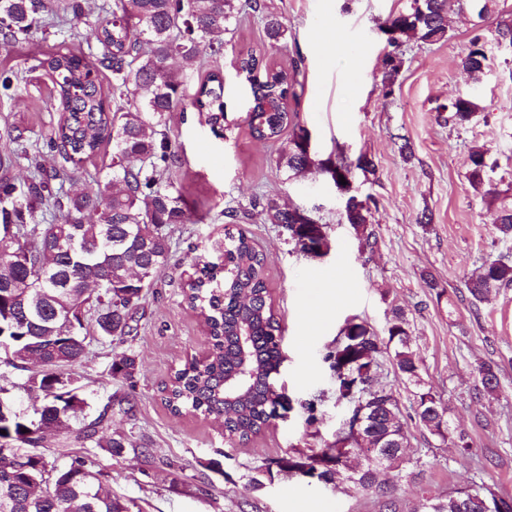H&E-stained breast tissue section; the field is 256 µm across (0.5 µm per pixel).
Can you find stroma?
Wrapping results in <instances>:
<instances>
[{
  "instance_id": "35a3bbf8",
  "label": "stroma",
  "mask_w": 512,
  "mask_h": 512,
  "mask_svg": "<svg viewBox=\"0 0 512 512\" xmlns=\"http://www.w3.org/2000/svg\"><path fill=\"white\" fill-rule=\"evenodd\" d=\"M288 28L284 46L268 44L258 14L246 9L225 31L219 61L202 55L185 87L194 93L212 67L224 74L230 126L216 137L193 110L173 112L165 134L179 155L170 181L201 221L181 224L171 234V259L134 316V331L123 342L101 340L88 323V355L74 368L93 410L113 394L132 393L131 417L113 414L104 436H124L126 448L95 451L103 484L123 504L141 512H378L371 492L341 481L324 485L272 471L271 462L303 452H320L336 438L348 404L336 398V379L325 360L347 320L385 334L392 307L405 311L422 377L448 408L451 425L465 430L477 455L461 457L452 445L430 435L411 408L412 389L392 365L383 384L400 402L410 436L408 452L422 465L419 483L394 490L399 512H415L423 493L443 495L476 480L512 497V288L472 302L464 282L483 261L512 256V240L500 239L497 211L484 202L467 177L468 153L484 151L486 178L512 194V51L497 47L498 18L512 19V0H497L495 16L448 15L446 40L406 41L392 93H384L386 37L380 26L405 10L409 0H261ZM487 53L483 72L470 75L460 59L473 38ZM78 48L67 29L35 31L0 47V73H17L0 89V155L8 127L18 125L31 139L45 141L58 120L51 79L39 59L59 46ZM254 52L281 68L302 57L296 109L310 131L317 159L344 151L348 159L371 156L375 178L355 173L353 187L368 200L371 227L379 244L362 251L351 225L341 219V199L327 175L312 170L292 179L278 163L277 144L255 139L245 121L251 96L236 77L238 57ZM461 94L478 111L465 127L447 122L448 107ZM264 197L280 206L300 207L326 224L331 252L312 258L298 252L288 233L257 214L238 222L265 261L267 285L282 327L285 357L276 383L293 409L257 437L229 446L214 418L173 416L162 389L174 369L201 355L207 339L197 314L184 301L186 272L224 258V209L249 206ZM429 223H421L422 215ZM343 267V282L314 283L318 270ZM435 288H427L423 274ZM444 298H437V289ZM134 355L133 380L113 377L111 365ZM500 367L495 392L476 395V367ZM323 395L316 414L305 401Z\"/></svg>"
}]
</instances>
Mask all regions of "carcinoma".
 Instances as JSON below:
<instances>
[{
    "mask_svg": "<svg viewBox=\"0 0 512 512\" xmlns=\"http://www.w3.org/2000/svg\"><path fill=\"white\" fill-rule=\"evenodd\" d=\"M448 2L411 0L407 11L386 20L382 26L388 45L386 93H392L400 68L398 55L406 40L433 44L447 38ZM235 11V0H112L110 21L74 32L75 37L95 43L97 54L86 56L59 48L39 60L58 87L60 118L47 146L64 166L46 170L38 162L39 150L27 130L15 127L7 133L11 148L0 158V167L7 171L24 160L29 175L20 183L7 175L0 177V240H12V254L0 262V282L32 285L45 276L48 280L23 300L0 290V336L9 341L13 362L22 364L21 370L37 366L24 388L42 395L32 413L14 408L0 427V439L27 447L23 462L8 471L0 469V512H124L118 499L102 491L101 473L92 457L73 456L68 450L73 444H94L114 453L125 447L122 437L98 436L110 420L112 404L90 423L71 431L61 444L59 455L70 458L62 467L42 451L44 432L71 426L89 408L72 372L87 354L86 313L94 312L99 336L123 341L132 330L130 311L169 263L166 229L199 221L182 194L164 180L178 156L163 127L169 113L190 107L207 115L212 132L223 133L227 124L224 75L218 68L210 71L189 96L185 76L170 68L169 61L177 59L182 68L191 70L205 47L210 56L219 57L224 43L213 42L212 36L228 30ZM83 14L82 0H0V47L46 26L49 17L59 25H70ZM261 22L270 47L281 48L286 35L281 19L263 14ZM484 61V45L476 37L460 65L479 72ZM102 69L112 73L108 88L98 79ZM297 71L296 60L290 73L263 68L253 55L240 60L237 76L249 85L251 94L245 118L251 134L280 143L279 163L295 175L314 166L332 179L338 172L346 176L355 170L375 174L376 164L366 154L352 162L341 154L334 161H324L307 149L309 130L301 124L299 113L288 108V99L296 97ZM477 109L471 97L459 96L451 104L448 122L466 125ZM287 129L291 134L284 140ZM105 142L113 150L105 182L95 191L67 192L66 166L79 169ZM468 161L470 184L482 199L500 203L497 230L503 238L512 239V203H506L502 192L485 182V153L474 150ZM253 207L261 208L270 223L288 231L299 252L321 257L330 249L327 225L303 219L299 208H283L272 198L256 200ZM44 210L52 216L61 213L62 220L33 225ZM342 220L360 234L363 248L374 249L377 239L368 229V204L349 205ZM224 263L227 271L206 265L183 286L187 303L210 328L212 351L206 361L174 371L165 403L176 416L224 411V378L246 361L255 372V382L248 393L231 403L232 414L224 418V437L234 444L260 435L278 411L292 406L290 398L276 393L273 386L284 357L264 258L251 238L228 227L224 230ZM511 287L512 261L505 258L484 261L466 282L471 299L479 302ZM245 326L251 330L253 345L243 357L236 337ZM412 344L408 319L400 309H392L385 338L363 322H346L325 360L336 377L337 399L370 408L371 440L365 446L351 443L342 428L331 448L279 459L275 461L278 471L285 476L300 471L324 484L343 479L374 492L380 512H398L393 486L379 483L378 473L384 470L397 482L412 480L418 476L414 470L418 463L405 455L409 435L399 400L379 381L381 358L388 357L397 376L414 387V412L422 427L443 442L452 438L447 408L425 386ZM135 370L136 359L131 354L112 362L116 378L129 380ZM478 374L482 392L497 389L498 367L483 363ZM355 450L364 463L353 469L348 459ZM418 512H512V498L474 481L446 495L422 497Z\"/></svg>",
    "mask_w": 512,
    "mask_h": 512,
    "instance_id": "obj_1",
    "label": "carcinoma"
}]
</instances>
